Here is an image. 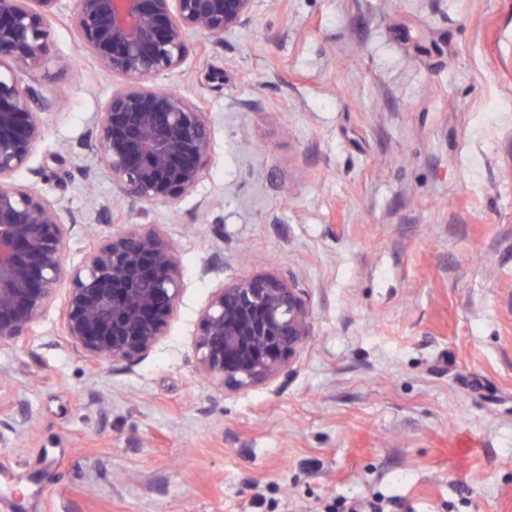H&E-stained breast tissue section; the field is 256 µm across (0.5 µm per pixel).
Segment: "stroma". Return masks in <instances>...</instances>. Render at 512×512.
Returning a JSON list of instances; mask_svg holds the SVG:
<instances>
[{
	"label": "stroma",
	"mask_w": 512,
	"mask_h": 512,
	"mask_svg": "<svg viewBox=\"0 0 512 512\" xmlns=\"http://www.w3.org/2000/svg\"><path fill=\"white\" fill-rule=\"evenodd\" d=\"M63 101L18 183L62 210L67 267L121 224L176 252L137 362H90L59 288L0 343V512H512V0H256L160 86L202 101L211 163L170 204L119 196L87 144L121 76L66 13ZM290 280L310 334L228 392L194 338L215 289Z\"/></svg>",
	"instance_id": "obj_1"
}]
</instances>
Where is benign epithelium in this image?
Returning a JSON list of instances; mask_svg holds the SVG:
<instances>
[{
    "label": "benign epithelium",
    "instance_id": "7a95c632",
    "mask_svg": "<svg viewBox=\"0 0 512 512\" xmlns=\"http://www.w3.org/2000/svg\"><path fill=\"white\" fill-rule=\"evenodd\" d=\"M61 0H0V342L28 335L70 282L64 335L86 360L133 363L163 333L179 294L175 253L139 224L103 238L69 270L57 208L15 182L57 101L36 90L50 59L49 20ZM69 18L107 75L125 79L90 139L124 199L170 203L191 193L210 162L206 109L155 85L186 60L191 37L219 39L250 21L255 0H71ZM310 333L298 288L269 274L217 289L199 315L197 370L228 391L265 382Z\"/></svg>",
    "mask_w": 512,
    "mask_h": 512
}]
</instances>
